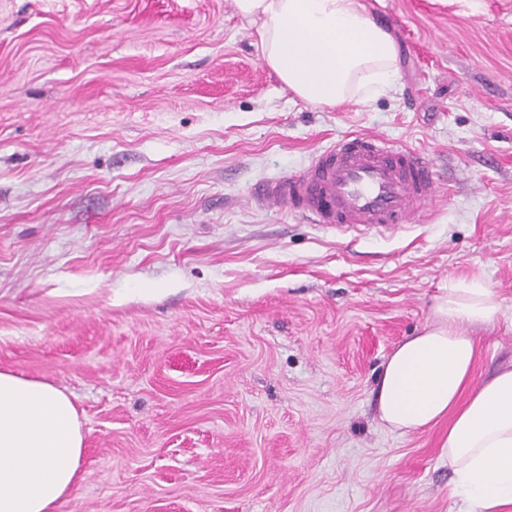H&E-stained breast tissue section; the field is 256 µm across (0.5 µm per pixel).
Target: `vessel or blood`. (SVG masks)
<instances>
[{"label": "vessel or blood", "instance_id": "vessel-or-blood-1", "mask_svg": "<svg viewBox=\"0 0 512 512\" xmlns=\"http://www.w3.org/2000/svg\"><path fill=\"white\" fill-rule=\"evenodd\" d=\"M440 191L429 159L369 135H347L299 175L267 183L255 204H288L314 224L390 229L418 221Z\"/></svg>", "mask_w": 512, "mask_h": 512}]
</instances>
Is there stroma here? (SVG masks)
Instances as JSON below:
<instances>
[{
  "label": "stroma",
  "mask_w": 512,
  "mask_h": 512,
  "mask_svg": "<svg viewBox=\"0 0 512 512\" xmlns=\"http://www.w3.org/2000/svg\"><path fill=\"white\" fill-rule=\"evenodd\" d=\"M396 88L315 107L234 0H0V369L69 394L57 512H461L447 423L376 413L386 356L477 282L512 367V0H365ZM362 133L442 190L394 229L249 196Z\"/></svg>",
  "instance_id": "obj_1"
}]
</instances>
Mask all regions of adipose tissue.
<instances>
[{
  "label": "adipose tissue",
  "instance_id": "ef3b65f1",
  "mask_svg": "<svg viewBox=\"0 0 512 512\" xmlns=\"http://www.w3.org/2000/svg\"><path fill=\"white\" fill-rule=\"evenodd\" d=\"M264 63L294 94L336 106L394 88L391 34L364 0H235ZM502 313L493 289L472 284L437 299L433 320L397 345L378 377L377 414L411 433L447 421L452 496L464 512L512 507V369L475 381L468 330ZM84 430L73 400L51 383L0 370V512H56L81 479Z\"/></svg>",
  "mask_w": 512,
  "mask_h": 512
}]
</instances>
